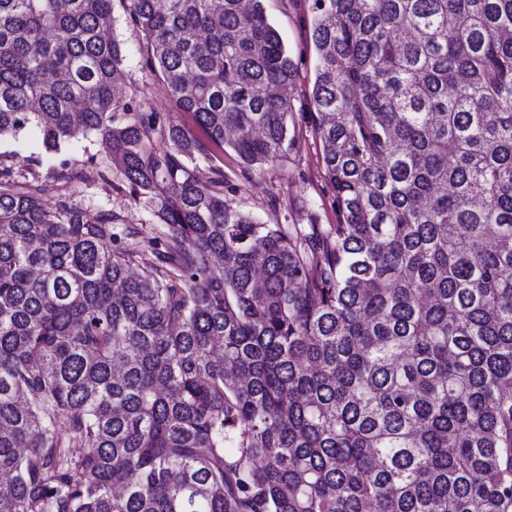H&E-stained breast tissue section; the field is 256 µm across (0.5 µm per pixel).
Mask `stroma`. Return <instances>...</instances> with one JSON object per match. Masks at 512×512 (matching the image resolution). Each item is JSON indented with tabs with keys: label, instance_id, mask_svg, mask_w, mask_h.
Masks as SVG:
<instances>
[{
	"label": "stroma",
	"instance_id": "35a3bbf8",
	"mask_svg": "<svg viewBox=\"0 0 512 512\" xmlns=\"http://www.w3.org/2000/svg\"><path fill=\"white\" fill-rule=\"evenodd\" d=\"M270 22L280 32L284 45L297 65V75L289 90L294 112L290 120L292 146L277 162L246 168L232 149L219 156L227 193L232 205L270 224L309 230L314 224L336 223L333 193L323 178L322 147L308 118L309 93L315 76V53L310 39L311 0H266ZM113 33L123 47L122 69L130 93L147 99L161 112H175L179 122L190 123L188 114L176 112L163 84L143 68L141 33L124 20H117ZM76 203L95 215L98 208L113 210L129 223L151 232L152 216L121 190L118 180H98L75 195Z\"/></svg>",
	"mask_w": 512,
	"mask_h": 512
}]
</instances>
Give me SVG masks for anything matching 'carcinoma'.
Returning a JSON list of instances; mask_svg holds the SVG:
<instances>
[{"mask_svg": "<svg viewBox=\"0 0 512 512\" xmlns=\"http://www.w3.org/2000/svg\"><path fill=\"white\" fill-rule=\"evenodd\" d=\"M197 130L128 94L115 6ZM337 223L224 197L292 143L264 0H0V512H512V0H312ZM208 160L210 175H198ZM117 174L154 235L77 189ZM98 149L99 146L95 142V137L89 133L84 134L79 130L77 133L74 132L73 137L61 147L58 156L80 161L87 157V154L84 153L85 150L89 153H95ZM0 152L4 154H11L18 152L22 156L29 155L32 152H35L37 154H40L42 159L44 160V164L41 168L36 169V172H38L41 175V184L43 188V194L47 199H52L63 190L60 188L61 184L57 181H55L52 178H47V164L50 163V161L53 158V153H48L44 150L41 143H39L35 139H27L25 141H14L13 139L9 137L2 138L0 141Z\"/></svg>", "mask_w": 512, "mask_h": 512, "instance_id": "cac0c4a2", "label": "carcinoma"}]
</instances>
